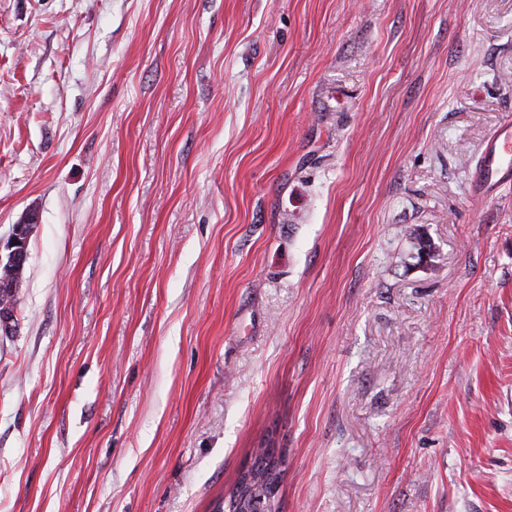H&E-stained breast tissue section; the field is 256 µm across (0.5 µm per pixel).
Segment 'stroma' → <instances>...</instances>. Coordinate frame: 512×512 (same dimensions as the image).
I'll return each mask as SVG.
<instances>
[{
    "label": "stroma",
    "instance_id": "stroma-1",
    "mask_svg": "<svg viewBox=\"0 0 512 512\" xmlns=\"http://www.w3.org/2000/svg\"><path fill=\"white\" fill-rule=\"evenodd\" d=\"M512 0H0V512H512ZM433 248L420 259L405 228ZM512 181V121L504 122L487 140L474 179V190L494 196ZM31 229L28 233H21L16 229L10 236L6 246L7 254L2 256L0 249V266L12 268H22L27 259V242ZM254 453L252 469L261 474L263 482L259 487L248 485L242 490L237 488L239 496L236 500L233 501L234 494H231L224 501V509L228 510L225 512H276L275 501L279 483L277 474H273L271 466L275 457L274 452L270 448H256ZM238 491H235V495ZM256 508L259 511H249Z\"/></svg>",
    "mask_w": 512,
    "mask_h": 512
}]
</instances>
